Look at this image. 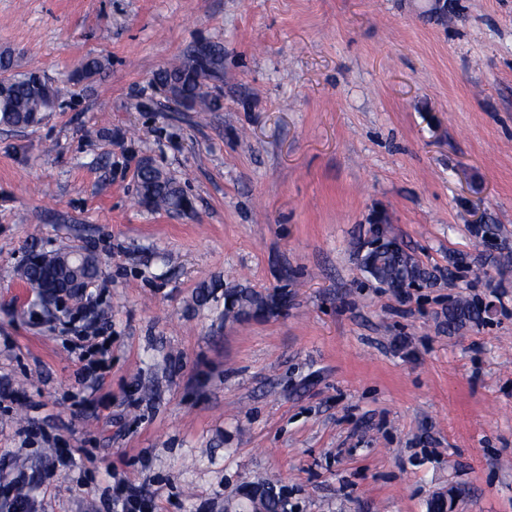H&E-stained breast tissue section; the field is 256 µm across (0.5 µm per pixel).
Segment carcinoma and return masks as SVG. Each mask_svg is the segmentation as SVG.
Segmentation results:
<instances>
[{"instance_id": "1", "label": "carcinoma", "mask_w": 512, "mask_h": 512, "mask_svg": "<svg viewBox=\"0 0 512 512\" xmlns=\"http://www.w3.org/2000/svg\"><path fill=\"white\" fill-rule=\"evenodd\" d=\"M224 63V52L216 44H200L193 47L184 60L172 65L158 75L161 86L181 103L192 106L203 103L210 110L221 109L218 98L204 90L205 82L217 74ZM105 67L99 58H86L78 66L80 76L91 79ZM65 89L46 83L34 71L11 75V82L0 98V125L24 129L39 123L51 105L58 103ZM138 203L149 204L151 210L173 211L182 207L184 195L176 188L171 178L163 179L150 166L140 170L137 181ZM373 233L371 245L364 258L367 272L377 281L390 287L409 288L423 275L422 270L400 245L390 240L382 242L387 229L377 226L369 229ZM261 294L249 288H230L224 291V316L234 319L255 317L267 307ZM250 488L259 493L242 496L233 509L250 512H287L281 488L268 478L250 482Z\"/></svg>"}]
</instances>
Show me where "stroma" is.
<instances>
[{"label":"stroma","mask_w":512,"mask_h":512,"mask_svg":"<svg viewBox=\"0 0 512 512\" xmlns=\"http://www.w3.org/2000/svg\"><path fill=\"white\" fill-rule=\"evenodd\" d=\"M205 42L217 112L156 82ZM1 52L70 90L0 125L1 485L29 474L36 512H109L120 481L224 512L265 473L298 512H427L451 486L457 512H512V0H0ZM144 157L190 213L139 205ZM379 220L435 282L365 271ZM75 248L112 338L92 392L19 276ZM228 288L288 306L231 321ZM459 301L493 312L449 324Z\"/></svg>","instance_id":"1"}]
</instances>
